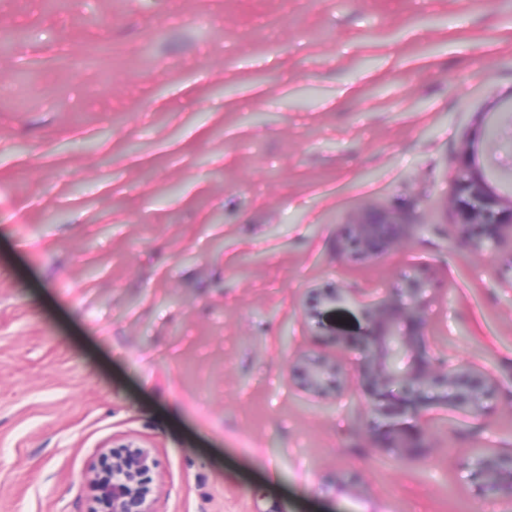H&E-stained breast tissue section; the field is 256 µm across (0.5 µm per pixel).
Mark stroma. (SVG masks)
<instances>
[{
    "instance_id": "stroma-1",
    "label": "stroma",
    "mask_w": 512,
    "mask_h": 512,
    "mask_svg": "<svg viewBox=\"0 0 512 512\" xmlns=\"http://www.w3.org/2000/svg\"><path fill=\"white\" fill-rule=\"evenodd\" d=\"M12 32L0 512H80L129 442L157 512H501L462 461L512 450V397L463 417L429 392L401 462L348 385L367 324L329 296L423 280L438 349L512 390V289L438 208L460 155L512 170V0H0ZM363 203L448 233L353 257ZM300 356L346 384L312 396Z\"/></svg>"
}]
</instances>
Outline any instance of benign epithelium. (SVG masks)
<instances>
[{"label": "benign epithelium", "mask_w": 512, "mask_h": 512, "mask_svg": "<svg viewBox=\"0 0 512 512\" xmlns=\"http://www.w3.org/2000/svg\"><path fill=\"white\" fill-rule=\"evenodd\" d=\"M498 178L508 185V192H497L486 175L464 162L457 192L443 202V207L457 211L459 253L464 258L497 250L505 227L512 228V172L502 171ZM347 224L349 233L338 249L371 261L387 257L418 234L442 233L439 224H407L398 212L372 205L352 213ZM424 288L420 279L402 278L384 299L362 307L371 331L359 345L362 363L356 385L365 395L395 385L405 405L440 389L451 410L478 414L499 386L472 365H449L448 353L427 346L432 325L422 301ZM398 353L410 362L397 365ZM298 369L305 390L312 395L323 398L334 387L336 365L309 358ZM388 428L391 447L398 449L400 460L412 461L416 443L399 423L393 421ZM98 457L99 465L85 476L83 512H155L154 475L159 461L153 449L126 444L101 448ZM464 466L479 480L483 493L501 504L502 512H512V452L482 449L467 457Z\"/></svg>", "instance_id": "benign-epithelium-1"}]
</instances>
